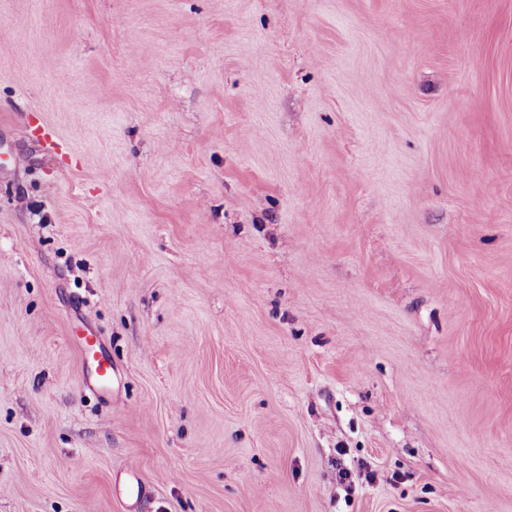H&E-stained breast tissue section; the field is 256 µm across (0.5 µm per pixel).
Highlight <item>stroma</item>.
Segmentation results:
<instances>
[{
	"instance_id": "35a3bbf8",
	"label": "stroma",
	"mask_w": 512,
	"mask_h": 512,
	"mask_svg": "<svg viewBox=\"0 0 512 512\" xmlns=\"http://www.w3.org/2000/svg\"><path fill=\"white\" fill-rule=\"evenodd\" d=\"M0 512H512V0H0Z\"/></svg>"
}]
</instances>
